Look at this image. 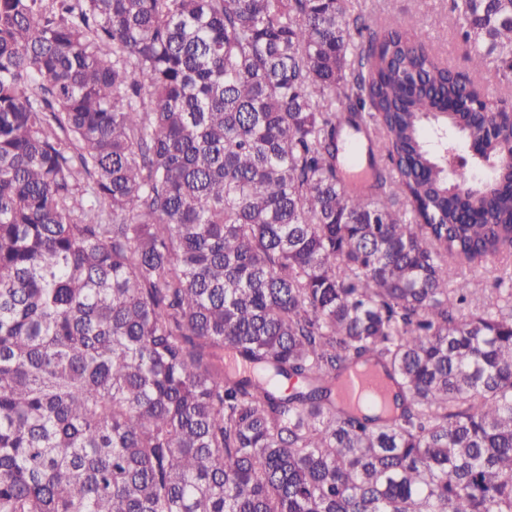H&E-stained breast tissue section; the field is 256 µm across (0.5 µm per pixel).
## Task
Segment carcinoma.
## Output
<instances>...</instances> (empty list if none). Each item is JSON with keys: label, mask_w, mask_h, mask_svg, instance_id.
<instances>
[{"label": "carcinoma", "mask_w": 512, "mask_h": 512, "mask_svg": "<svg viewBox=\"0 0 512 512\" xmlns=\"http://www.w3.org/2000/svg\"><path fill=\"white\" fill-rule=\"evenodd\" d=\"M452 11L512 83V0ZM484 105L351 0H0V512H512ZM501 277L502 266L497 258L490 259L486 263H483L475 278L474 288H484V290L478 294V300L476 302L474 301V304H482L487 296H494L496 288L511 289L512 292V281L511 285H509L508 282L502 283L500 282Z\"/></svg>", "instance_id": "obj_1"}]
</instances>
